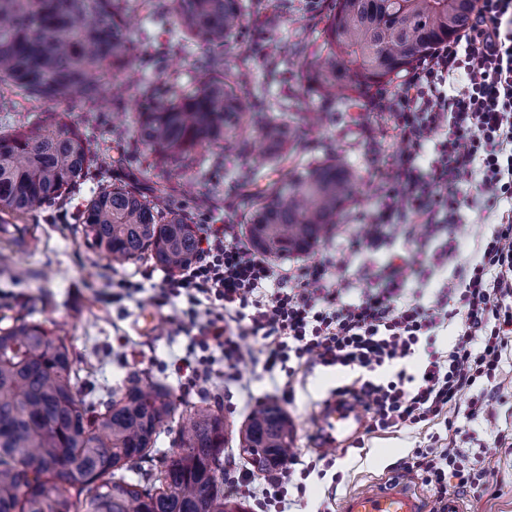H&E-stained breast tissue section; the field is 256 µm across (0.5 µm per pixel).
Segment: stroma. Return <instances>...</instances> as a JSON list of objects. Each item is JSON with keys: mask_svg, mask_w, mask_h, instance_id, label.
Here are the masks:
<instances>
[{"mask_svg": "<svg viewBox=\"0 0 512 512\" xmlns=\"http://www.w3.org/2000/svg\"><path fill=\"white\" fill-rule=\"evenodd\" d=\"M293 3V9L285 13L259 9L251 16L243 39H251L258 30L282 47L297 38H314L315 29L303 12L304 0ZM224 65L247 66L252 81L265 88L272 103L294 94L299 111H313L311 100L300 96L297 83L270 77L264 52L254 53L244 61L233 42L226 49ZM392 127L391 113L377 114L363 104L337 113L330 124L306 130L308 141L329 146L333 153L354 165L360 194L333 233L312 252L279 259L278 264L288 268L313 262L325 254L336 256L342 262L340 275L354 284L348 294L353 301L363 286L359 275L364 267L384 264L395 254L410 255L423 244L430 254L438 256L440 268L428 282L410 281L405 295L430 305L443 291L457 287L456 267L474 257L478 245L490 236L493 227L478 219L474 211L466 210L455 225L420 227L410 239L388 234L378 248L357 254L346 252L348 236L359 229L358 214L372 212L385 190L378 171L400 148ZM78 205L74 199L56 208L29 213L22 224L33 236L25 242L0 234V310L7 308L15 315L32 314L34 320L53 328L72 346L82 377L78 385L80 395L98 403L106 402L127 371L136 370L146 381L159 382L188 402L205 399L220 405L225 416L237 426L257 405L275 400L276 394L262 369L263 347L258 338H246L250 354L238 365L243 380L250 384L249 392L221 380L201 390L178 380L171 373L170 364L186 352L191 338L175 332L166 322L168 308L156 307L153 301V288L163 280L164 271L148 260L115 264L91 249L76 221ZM127 278L140 283L141 291L130 299L113 298V283ZM148 309L164 321L161 331L153 335L139 331L141 314ZM501 378L494 394L484 395L477 386L461 398L465 404L482 396L487 399V410L479 420L457 421L461 429L457 447L483 461L490 470L486 492L464 493L469 512H512V358L504 363ZM341 383L340 374L320 367L301 372L292 381L295 397L283 409L294 424L292 446L303 461H310L319 452L316 411ZM444 432L443 426L421 424L394 433H363L360 447L338 450L332 467L324 474L314 473L306 479L301 512H337V504L346 493L363 489L384 478L387 472L399 470L414 448L429 446L433 436Z\"/></svg>", "mask_w": 512, "mask_h": 512, "instance_id": "stroma-1", "label": "stroma"}]
</instances>
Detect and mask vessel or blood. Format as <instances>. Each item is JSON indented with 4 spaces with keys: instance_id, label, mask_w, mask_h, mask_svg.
Instances as JSON below:
<instances>
[{
    "instance_id": "1",
    "label": "vessel or blood",
    "mask_w": 512,
    "mask_h": 512,
    "mask_svg": "<svg viewBox=\"0 0 512 512\" xmlns=\"http://www.w3.org/2000/svg\"><path fill=\"white\" fill-rule=\"evenodd\" d=\"M365 409L354 401H324L318 415L319 443L324 448L349 445L364 430ZM337 512H431L428 498L407 476H392L382 483L345 496Z\"/></svg>"
}]
</instances>
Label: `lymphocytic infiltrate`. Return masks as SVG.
I'll use <instances>...</instances> for the list:
<instances>
[{"instance_id": "f902f5d3", "label": "lymphocytic infiltrate", "mask_w": 512, "mask_h": 512, "mask_svg": "<svg viewBox=\"0 0 512 512\" xmlns=\"http://www.w3.org/2000/svg\"><path fill=\"white\" fill-rule=\"evenodd\" d=\"M383 103L402 148L388 165V189L368 217V231L349 248L377 245L387 227L407 239L416 227L454 224L462 209L476 210L496 227L477 261L458 267V287L430 306L404 299L410 277L433 273L434 261L421 252L399 264L364 267V287L351 301L350 282L334 273L335 257L283 270L233 226L202 224L197 259L163 280L154 299L160 306L185 302L168 320L191 336L188 356L174 364L190 385L210 380L215 350L224 357L225 379H237L242 341L254 336L264 342L268 373L292 377L322 366L352 374L335 395L363 403L371 430L440 420L452 440L459 432L455 413L473 420L483 410L476 400L459 410V396L481 383L497 388L512 347V209L501 207L512 199V0H476L468 26L423 59L402 91ZM431 149L435 158L421 165ZM474 176L476 196L461 197L459 184ZM451 321L457 334L443 350L438 332ZM331 463L323 452L302 466L293 453L264 487L255 488L242 472L232 484L256 496L260 512H290L289 489L304 493L305 478ZM403 469L439 502L452 487L478 491L488 473L452 447L414 449Z\"/></svg>"}]
</instances>
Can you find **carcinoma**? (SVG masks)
<instances>
[{"label": "carcinoma", "instance_id": "cac0c4a2", "mask_svg": "<svg viewBox=\"0 0 512 512\" xmlns=\"http://www.w3.org/2000/svg\"><path fill=\"white\" fill-rule=\"evenodd\" d=\"M257 0H0V87L18 101L51 112L0 129V222L72 199L91 175L97 192L78 210L85 241L116 264L147 259L174 275L197 256L196 225L212 219L208 193L176 198L166 183L143 188L136 178L92 170V146L68 107L112 106L131 120L136 139L119 147L158 166L168 179L206 183L203 152L234 168L243 189L240 218L248 241L274 257L307 254L354 202L358 177L344 159L297 140L305 117L293 106L274 109L252 85L249 70L224 68ZM474 0H308L322 25L317 50L296 39L269 58L295 70L303 92L323 115L378 92L410 72L468 22ZM145 10L178 32L180 49H203L194 84L179 73L163 82L140 77L148 60L164 71L167 55L148 52L153 36L135 37L131 15ZM248 127L258 136L244 135ZM259 152L276 177L251 193L259 171L235 167ZM72 346L25 317L0 327V512H248L224 496V445L230 427L204 400L186 406L173 448L155 469L138 472L179 408L168 388L133 372L97 413L79 397ZM293 424L275 402L255 409L239 430L241 451L266 473L284 466ZM134 473L130 477L126 472Z\"/></svg>", "mask_w": 512, "mask_h": 512}]
</instances>
